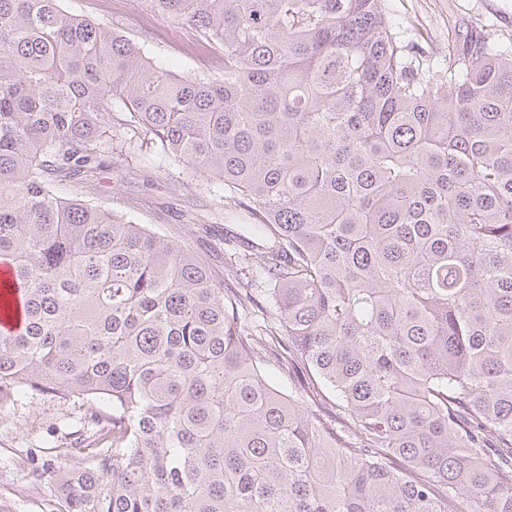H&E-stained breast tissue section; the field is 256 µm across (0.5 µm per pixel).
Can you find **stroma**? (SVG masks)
Instances as JSON below:
<instances>
[{
  "instance_id": "1",
  "label": "stroma",
  "mask_w": 512,
  "mask_h": 512,
  "mask_svg": "<svg viewBox=\"0 0 512 512\" xmlns=\"http://www.w3.org/2000/svg\"><path fill=\"white\" fill-rule=\"evenodd\" d=\"M414 27L440 47H447L459 23L480 19L512 30V0H394ZM67 13L90 17L129 36L159 66L201 75L200 64L211 52L195 31L155 11L150 0H62ZM150 180L129 176L122 162L98 174L99 202L116 212L134 213L141 223L186 242L195 225L219 224L225 238L245 231L244 210L225 213L213 194V183L184 167L170 166L157 155L143 159ZM84 409L33 393L16 402H0V512H59L55 474L64 463L59 453L83 425Z\"/></svg>"
}]
</instances>
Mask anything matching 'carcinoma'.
<instances>
[{
  "label": "carcinoma",
  "instance_id": "obj_1",
  "mask_svg": "<svg viewBox=\"0 0 512 512\" xmlns=\"http://www.w3.org/2000/svg\"><path fill=\"white\" fill-rule=\"evenodd\" d=\"M61 2L0 0V400L85 406L60 512H512V34L150 0L220 53L200 78ZM149 152L250 214L256 279L226 286L212 224L179 245L90 198Z\"/></svg>",
  "mask_w": 512,
  "mask_h": 512
}]
</instances>
